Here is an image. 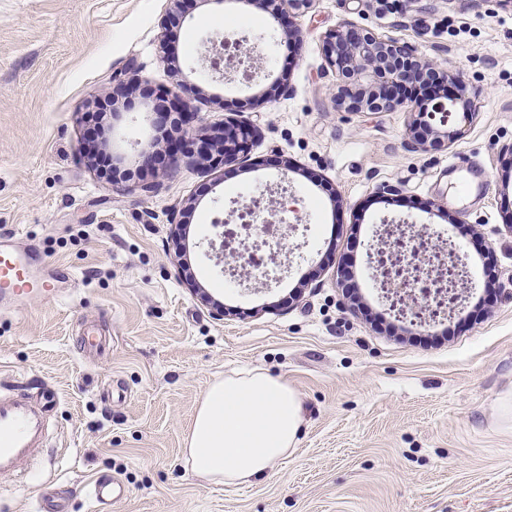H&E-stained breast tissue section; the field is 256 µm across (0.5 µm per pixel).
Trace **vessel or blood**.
Instances as JSON below:
<instances>
[{
	"mask_svg": "<svg viewBox=\"0 0 512 512\" xmlns=\"http://www.w3.org/2000/svg\"><path fill=\"white\" fill-rule=\"evenodd\" d=\"M56 292V282L35 276L31 271V255L0 247V298H26L36 294L49 297ZM51 403L34 410L23 397L0 399V472L12 471L17 464L33 457L40 445L39 411H50ZM92 498L100 504L118 499L122 487L112 479H97L90 486Z\"/></svg>",
	"mask_w": 512,
	"mask_h": 512,
	"instance_id": "b4317fda",
	"label": "vessel or blood"
}]
</instances>
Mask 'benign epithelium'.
<instances>
[{
  "mask_svg": "<svg viewBox=\"0 0 512 512\" xmlns=\"http://www.w3.org/2000/svg\"><path fill=\"white\" fill-rule=\"evenodd\" d=\"M257 9L270 12L271 23L283 25L286 9H298L311 0H249ZM327 64L341 81L336 83L334 103L346 112H386L406 109L411 103L406 96L409 86L417 84L423 95L430 97L433 112H460L467 119L475 111L474 100L466 96L467 86L458 74H450L431 60L421 61L412 46L391 37H380L364 28L347 24L330 34L324 43ZM200 86H182L180 94L169 102L168 111L179 115L186 128L194 127L197 113L191 101L199 94ZM253 132L248 127L223 124L214 135H197L190 141L171 140L163 151L171 158L184 153L185 147L200 161L212 165H245L243 153ZM462 131H439L430 124L411 125L406 141L410 150L427 146H443L458 140ZM155 151L139 150L128 156L112 154L119 164L131 162L140 170L152 166Z\"/></svg>",
  "mask_w": 512,
  "mask_h": 512,
  "instance_id": "1",
  "label": "benign epithelium"
}]
</instances>
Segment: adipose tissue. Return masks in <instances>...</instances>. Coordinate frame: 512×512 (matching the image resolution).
<instances>
[{
	"mask_svg": "<svg viewBox=\"0 0 512 512\" xmlns=\"http://www.w3.org/2000/svg\"><path fill=\"white\" fill-rule=\"evenodd\" d=\"M303 417L302 400L286 381L262 371L226 376L197 408L185 461L227 486L254 483L294 451Z\"/></svg>",
	"mask_w": 512,
	"mask_h": 512,
	"instance_id": "adipose-tissue-1",
	"label": "adipose tissue"
}]
</instances>
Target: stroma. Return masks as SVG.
I'll list each match as a JSON object with an SVG mask.
<instances>
[{
  "instance_id": "stroma-1",
  "label": "stroma",
  "mask_w": 512,
  "mask_h": 512,
  "mask_svg": "<svg viewBox=\"0 0 512 512\" xmlns=\"http://www.w3.org/2000/svg\"><path fill=\"white\" fill-rule=\"evenodd\" d=\"M347 24L462 73L470 123L428 121L463 138L411 151L418 111L336 110L323 44ZM228 33L263 52L255 82L212 78ZM273 76L290 93L255 100ZM184 82L201 87L195 133L255 127L248 166L186 153L103 178L96 157L146 147L143 113ZM511 143L512 0H312L276 28L247 0H0V231L72 273L55 300L0 303V394L56 397L41 453L0 475V512L48 495L67 512H512ZM461 153L476 172L451 168ZM382 181L401 195L376 197ZM231 190L287 227L271 276L236 243L220 263L208 247ZM398 226L424 245L398 291L416 324L377 281L404 264ZM452 261L468 280L453 314L427 275ZM251 368L287 381L304 421L290 457L226 487L186 466L184 441L206 389ZM101 475L124 487L102 509Z\"/></svg>"
}]
</instances>
